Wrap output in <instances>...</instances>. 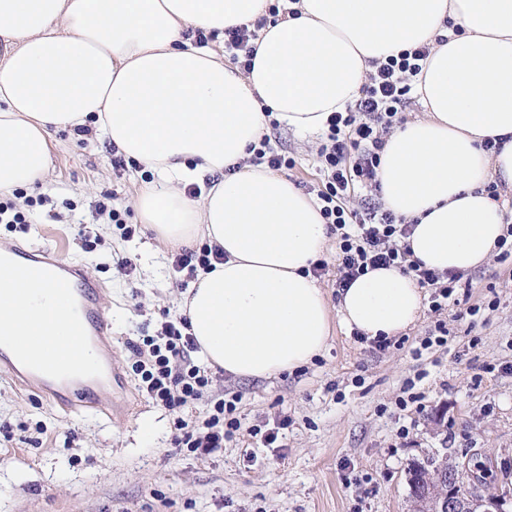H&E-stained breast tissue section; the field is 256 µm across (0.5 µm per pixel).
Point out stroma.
<instances>
[{
  "label": "stroma",
  "instance_id": "obj_1",
  "mask_svg": "<svg viewBox=\"0 0 512 512\" xmlns=\"http://www.w3.org/2000/svg\"><path fill=\"white\" fill-rule=\"evenodd\" d=\"M269 135L294 161L286 177L301 191L317 188L319 137L285 124ZM140 180V167L114 162L104 136L59 132L49 177L24 193L34 202L28 229L0 227V244L62 247L104 285L112 350L103 371L120 376L103 390L113 414L72 417L0 368V512H413L409 468L446 448L466 491L504 497L502 512H512V259L491 256L465 275L476 315L423 312L383 350L337 328L307 366L269 379L216 369L208 394L168 410L139 394L127 346L176 320L182 295L171 249L138 218ZM106 193L132 237L96 215ZM126 256L137 259L130 277L118 270ZM439 319L447 345L421 350ZM228 393L242 396L237 440L208 458L175 447L178 421L203 422Z\"/></svg>",
  "mask_w": 512,
  "mask_h": 512
}]
</instances>
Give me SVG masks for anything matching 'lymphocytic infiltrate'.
<instances>
[{"mask_svg":"<svg viewBox=\"0 0 512 512\" xmlns=\"http://www.w3.org/2000/svg\"><path fill=\"white\" fill-rule=\"evenodd\" d=\"M278 16V10L272 7L253 23L225 30V53L241 69L251 68L259 30L277 23ZM429 53V46L419 45L373 62L354 106L328 117L326 138L318 149L324 179L316 197L323 218L340 237L337 289L349 287L369 270L394 265L429 291L430 305L439 311L456 298L460 275L431 270L414 260L404 243L411 233L410 222L372 200L381 191L377 169L385 139L399 112L410 102L413 81ZM358 189L367 191L368 196L358 208H349L347 201ZM223 260L224 252L219 246L205 245L172 254L171 266L188 283L198 270L212 268ZM189 328V320L183 316L164 322L157 336L129 343L137 357L134 370L140 378V392L166 409L182 408L200 399L211 382L207 371L191 360L198 345ZM239 401L236 395L227 401L217 400L202 428L179 423L174 444L192 448L202 456L222 449L240 429L233 416Z\"/></svg>","mask_w":512,"mask_h":512,"instance_id":"lymphocytic-infiltrate-1","label":"lymphocytic infiltrate"}]
</instances>
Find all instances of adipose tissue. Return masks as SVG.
<instances>
[{"label": "adipose tissue", "mask_w": 512, "mask_h": 512, "mask_svg": "<svg viewBox=\"0 0 512 512\" xmlns=\"http://www.w3.org/2000/svg\"><path fill=\"white\" fill-rule=\"evenodd\" d=\"M272 2L0 0V195L45 179L54 133L101 131L149 173L134 206L157 240L223 249L178 312L207 367L257 379L311 363L336 324L369 340L398 336L424 299L390 267L330 307L309 272L327 242L319 205L248 162L269 118L322 133L330 113L355 103L372 61L426 44L415 87L425 115L387 136L377 170L386 208L414 223V258L440 272L484 265L512 195V0H294L259 31L245 71L193 45L191 32L223 34ZM499 137L500 151L484 150ZM73 329L71 309L21 292L0 265V337H57L97 371V350Z\"/></svg>", "instance_id": "adipose-tissue-1"}]
</instances>
